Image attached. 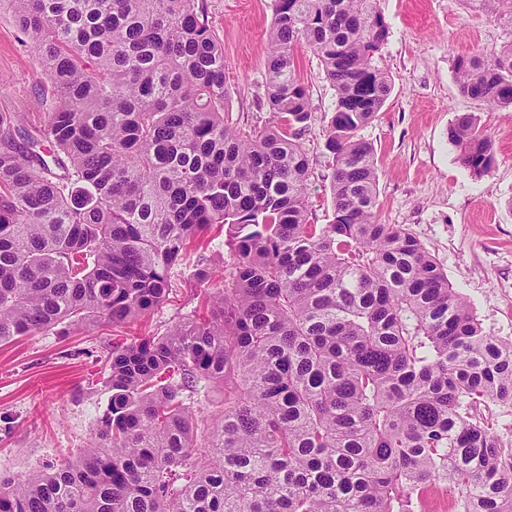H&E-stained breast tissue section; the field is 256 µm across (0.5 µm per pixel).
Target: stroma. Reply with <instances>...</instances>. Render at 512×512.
Returning a JSON list of instances; mask_svg holds the SVG:
<instances>
[{"instance_id": "stroma-1", "label": "stroma", "mask_w": 512, "mask_h": 512, "mask_svg": "<svg viewBox=\"0 0 512 512\" xmlns=\"http://www.w3.org/2000/svg\"><path fill=\"white\" fill-rule=\"evenodd\" d=\"M212 29L224 45L230 88L227 117L260 128L272 116L264 96L266 34L273 0H207ZM389 26L376 59L390 76L391 93L360 135L374 149L379 218L406 228L465 296L486 332L512 340V109L464 97L454 77L458 56L495 57L512 41V27L468 0H380ZM298 65L313 109L304 146L311 220L331 217L332 157L324 148L335 90L319 61L304 52ZM34 48L13 13L0 9V112L19 113L29 131L43 127L51 101ZM470 113L494 143L495 159L473 176L458 159L448 129ZM224 230L213 227L172 273L167 299L126 324L67 327L0 344V477L18 481L31 471L66 465L94 439L110 391L114 342L161 336L202 314L219 279L200 284L190 273L199 256L223 270Z\"/></svg>"}]
</instances>
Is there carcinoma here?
Masks as SVG:
<instances>
[{
	"label": "carcinoma",
	"instance_id": "cac0c4a2",
	"mask_svg": "<svg viewBox=\"0 0 512 512\" xmlns=\"http://www.w3.org/2000/svg\"><path fill=\"white\" fill-rule=\"evenodd\" d=\"M380 0H274L259 130L226 118L207 0H0L37 52L53 107L32 133L0 112V343L135 320L215 225L224 287L207 316L112 348L93 443L0 480V512H410L435 480L465 512H512V444L472 419L512 404V341L404 227L377 219L358 131L391 91ZM512 24V0H472ZM306 50L336 91L332 218L309 220ZM460 93L512 107V43L462 55ZM478 177L491 137L448 131ZM50 143L48 151L42 142ZM223 391L199 424L194 397Z\"/></svg>",
	"mask_w": 512,
	"mask_h": 512
}]
</instances>
